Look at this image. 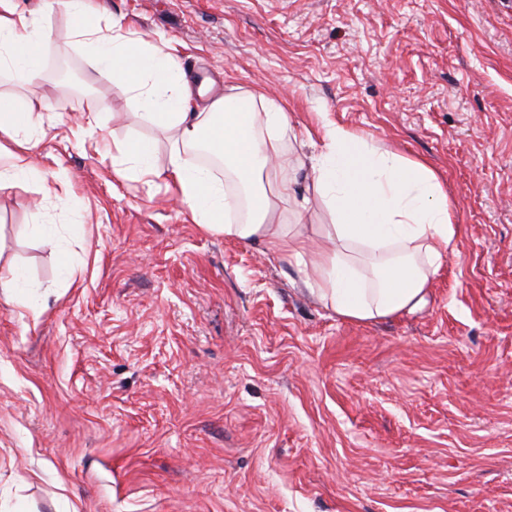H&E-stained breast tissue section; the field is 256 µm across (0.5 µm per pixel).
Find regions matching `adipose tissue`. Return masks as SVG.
<instances>
[{
  "instance_id": "ef3b65f1",
  "label": "adipose tissue",
  "mask_w": 512,
  "mask_h": 512,
  "mask_svg": "<svg viewBox=\"0 0 512 512\" xmlns=\"http://www.w3.org/2000/svg\"><path fill=\"white\" fill-rule=\"evenodd\" d=\"M74 36L120 92L129 117L160 131L167 143L162 158L135 139L116 143L112 171L118 178L165 179L192 223L296 262L305 286L340 318L376 321L426 303L457 236L448 194L429 166L321 120V145L310 163L312 193L326 219L286 223L276 215L287 199L283 174L291 164L285 105L236 86L207 96L169 42L133 36L118 20L108 29L81 25ZM50 38L44 14L0 0V75L37 80L30 50ZM50 106L45 97L23 99L22 122L0 113V189L34 183L48 198L67 193L65 173L36 177L30 159L33 117ZM203 143L222 157L223 173L195 160Z\"/></svg>"
}]
</instances>
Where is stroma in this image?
<instances>
[{
  "label": "stroma",
  "mask_w": 512,
  "mask_h": 512,
  "mask_svg": "<svg viewBox=\"0 0 512 512\" xmlns=\"http://www.w3.org/2000/svg\"><path fill=\"white\" fill-rule=\"evenodd\" d=\"M189 75L261 86L430 164L457 251L427 305L341 319L295 265L192 224L112 148L157 130L53 9L31 159L72 189L0 190V512H512V0H93ZM98 99L108 108L90 116ZM53 224L70 240L32 234ZM77 265L62 285L64 262ZM1 285L3 288H10L19 300L24 303L37 313L43 311L41 304L39 303V296L31 293V284L29 283L26 275L19 269H15L11 272V277L7 281H2Z\"/></svg>",
  "instance_id": "stroma-1"
}]
</instances>
